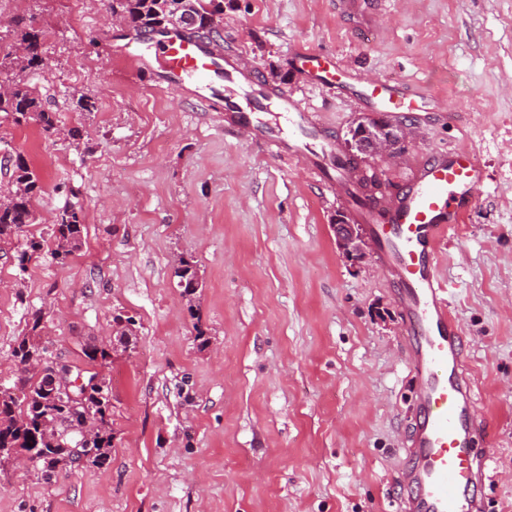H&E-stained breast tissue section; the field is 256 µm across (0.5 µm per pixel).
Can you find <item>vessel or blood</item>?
<instances>
[{"mask_svg":"<svg viewBox=\"0 0 512 512\" xmlns=\"http://www.w3.org/2000/svg\"><path fill=\"white\" fill-rule=\"evenodd\" d=\"M141 43L143 50L134 57L137 68L155 63L168 86L189 81L207 88L215 74H223L224 120L236 132L280 151L274 130L253 118L273 107L294 127L291 152L304 154L314 173L353 176V160L323 133L317 113L292 95L268 99L256 67L240 56L219 54L175 32L156 33ZM293 57L307 68L315 85L346 96L351 77L339 65L304 48L295 49ZM361 99L398 113L417 111L421 97L378 82L362 91ZM487 178L470 152L458 150L422 163L394 207L353 205L354 221L369 225L381 263L395 275L407 333L405 364L418 383L419 419L402 474L407 494L399 500V512H482L479 492L490 457L480 446L475 391L463 373V330L451 314L448 289L437 275L435 260Z\"/></svg>","mask_w":512,"mask_h":512,"instance_id":"obj_1","label":"vessel or blood"}]
</instances>
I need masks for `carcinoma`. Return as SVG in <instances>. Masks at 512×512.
<instances>
[{
    "mask_svg": "<svg viewBox=\"0 0 512 512\" xmlns=\"http://www.w3.org/2000/svg\"><path fill=\"white\" fill-rule=\"evenodd\" d=\"M126 24L137 32L167 20L176 0H118ZM223 0H197L200 25H219ZM17 45L23 55L0 57V115L16 126L30 123L48 133L57 131L55 113L43 108L40 97L24 77V72L43 61L45 33L33 22H18ZM6 171L8 188H0V243L12 240L23 227L32 223L33 200L42 186L25 156L17 152L9 156ZM84 231L83 218L75 208L65 209L52 225L50 238L54 260L65 265L79 249ZM44 247V239L30 238L17 256L19 271ZM174 276L181 294L193 302L203 283L194 262L180 257ZM45 349L26 338L13 351V357L24 371L32 374L28 383L26 405L19 409L10 389L0 387V448H12L17 456H32L44 465L45 476L52 477L64 459L74 462L88 455L91 464L102 467L108 462L112 448V431L108 416L111 407L109 383L98 373L74 390H67L42 370Z\"/></svg>",
    "mask_w": 512,
    "mask_h": 512,
    "instance_id": "obj_1",
    "label": "carcinoma"
}]
</instances>
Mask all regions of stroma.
Instances as JSON below:
<instances>
[{
  "instance_id": "obj_1",
  "label": "stroma",
  "mask_w": 512,
  "mask_h": 512,
  "mask_svg": "<svg viewBox=\"0 0 512 512\" xmlns=\"http://www.w3.org/2000/svg\"><path fill=\"white\" fill-rule=\"evenodd\" d=\"M380 3L361 26L338 0H224L218 46L251 61L267 90L306 97L341 143L381 112L310 89L293 47L331 54L360 89L419 86L426 110L392 118L414 133L404 161L359 162L388 194L440 151L471 150L485 167L437 273L485 421L484 512H512V0ZM20 16L47 32L28 80L82 138L0 117V157L22 152L43 189L33 224L0 246V385L21 395L24 337L75 373L89 368L84 347L113 346L99 367L113 442L105 466L48 480L0 456V512H395L415 384L391 275L336 243L354 183L226 134L194 84L136 72L138 47L106 51L96 34L114 25L109 0H10L1 53ZM82 96L93 112L75 110ZM70 206L85 224L80 250L64 266L42 251L19 272L27 239ZM182 256L203 281L191 303L174 275ZM119 313L134 320L127 352L114 345Z\"/></svg>"
}]
</instances>
